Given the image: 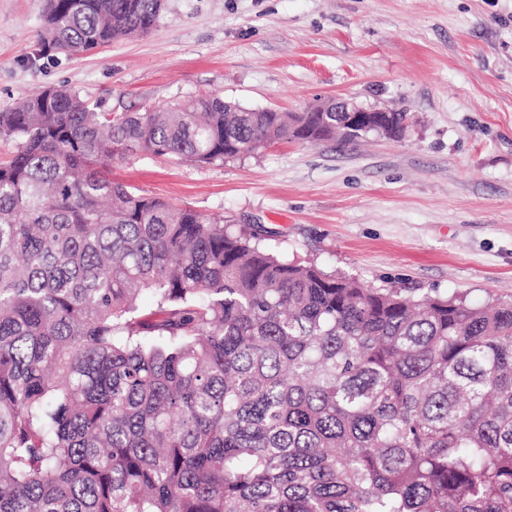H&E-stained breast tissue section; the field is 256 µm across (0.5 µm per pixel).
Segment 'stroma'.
<instances>
[{"label": "stroma", "mask_w": 512, "mask_h": 512, "mask_svg": "<svg viewBox=\"0 0 512 512\" xmlns=\"http://www.w3.org/2000/svg\"><path fill=\"white\" fill-rule=\"evenodd\" d=\"M45 0H0V110L49 86L100 112L199 93L302 112L330 97L410 112L401 139L268 144L112 176L257 230L294 261L376 286L512 299V0H166L148 35L45 55Z\"/></svg>", "instance_id": "1"}]
</instances>
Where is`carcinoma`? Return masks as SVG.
I'll return each instance as SVG.
<instances>
[{
	"mask_svg": "<svg viewBox=\"0 0 512 512\" xmlns=\"http://www.w3.org/2000/svg\"><path fill=\"white\" fill-rule=\"evenodd\" d=\"M163 10L48 0L41 52L143 36ZM408 120L212 93L98 112L63 87L1 111L0 512H512L511 301L290 261L104 165Z\"/></svg>",
	"mask_w": 512,
	"mask_h": 512,
	"instance_id": "cac0c4a2",
	"label": "carcinoma"
}]
</instances>
